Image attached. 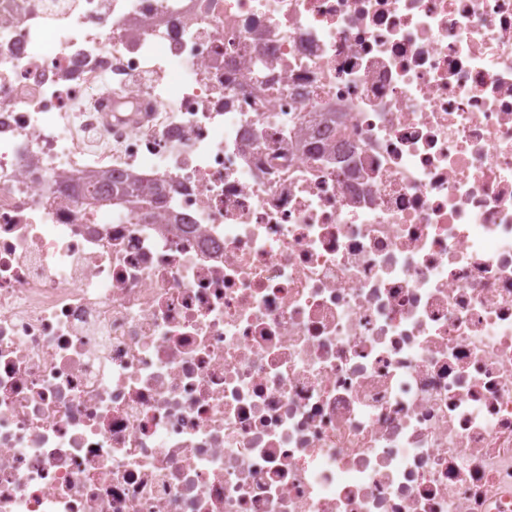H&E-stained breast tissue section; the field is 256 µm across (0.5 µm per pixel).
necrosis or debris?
Wrapping results in <instances>:
<instances>
[{
    "mask_svg": "<svg viewBox=\"0 0 512 512\" xmlns=\"http://www.w3.org/2000/svg\"><path fill=\"white\" fill-rule=\"evenodd\" d=\"M0 512H512V0H0Z\"/></svg>",
    "mask_w": 512,
    "mask_h": 512,
    "instance_id": "4bbe7bcc",
    "label": "necrosis or debris"
}]
</instances>
